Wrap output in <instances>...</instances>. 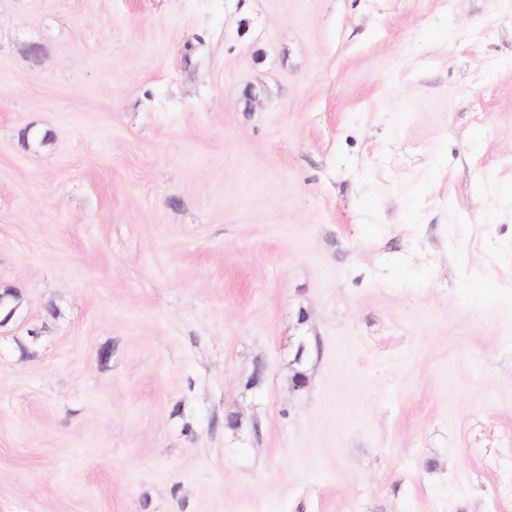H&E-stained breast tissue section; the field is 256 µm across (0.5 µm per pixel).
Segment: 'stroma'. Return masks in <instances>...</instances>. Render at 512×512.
Segmentation results:
<instances>
[{"instance_id":"obj_1","label":"stroma","mask_w":512,"mask_h":512,"mask_svg":"<svg viewBox=\"0 0 512 512\" xmlns=\"http://www.w3.org/2000/svg\"><path fill=\"white\" fill-rule=\"evenodd\" d=\"M4 287L0 512H512V0H0Z\"/></svg>"}]
</instances>
